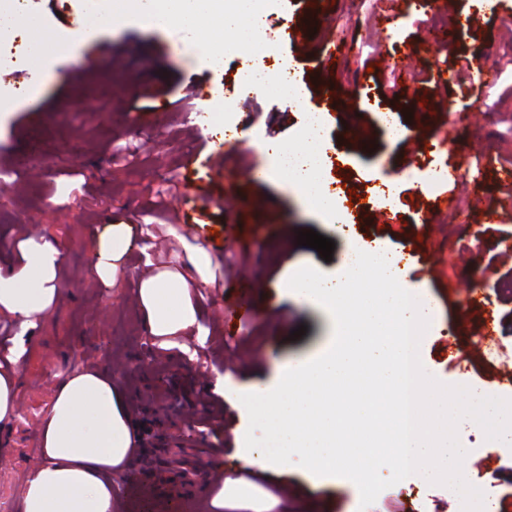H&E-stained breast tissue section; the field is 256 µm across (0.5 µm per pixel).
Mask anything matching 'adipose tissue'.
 Returning <instances> with one entry per match:
<instances>
[{"instance_id": "adipose-tissue-1", "label": "adipose tissue", "mask_w": 512, "mask_h": 512, "mask_svg": "<svg viewBox=\"0 0 512 512\" xmlns=\"http://www.w3.org/2000/svg\"><path fill=\"white\" fill-rule=\"evenodd\" d=\"M119 9L115 0H88L82 21L70 34L71 44L85 46L107 35ZM128 9L181 35H199L207 22L230 31L233 47L260 50L266 45L262 0H131ZM320 160L319 149L280 143L273 150L269 176L295 189L332 224L338 201L321 175ZM59 264L53 244L36 245L20 270L0 275V309L29 328L52 303ZM195 286L192 279L164 273L145 281L141 299L153 334L174 335L194 325V312L171 306L169 299L188 297ZM25 353V340L14 341L0 364V424L17 416L18 371ZM42 435V459L26 482L21 512H117L113 478L128 467L134 450L123 398L111 376L98 369L67 376L42 420Z\"/></svg>"}]
</instances>
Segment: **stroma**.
Here are the masks:
<instances>
[{
    "label": "stroma",
    "mask_w": 512,
    "mask_h": 512,
    "mask_svg": "<svg viewBox=\"0 0 512 512\" xmlns=\"http://www.w3.org/2000/svg\"><path fill=\"white\" fill-rule=\"evenodd\" d=\"M82 0H31L28 9L41 22L49 45L29 59L14 58L12 71L37 74L18 88L0 85V269L20 265L28 243L22 227L42 214L58 215L41 226V240L61 255L55 273L58 293L48 312L24 333L29 348L19 369L18 402L24 415L0 427V512H19L23 483L36 464L40 422L70 373L106 368L125 399V412L144 426L158 450L134 458L148 461L162 475L208 476L221 471L239 479L241 512H359L360 493L347 478L318 476L291 463L286 474L254 479L238 450L249 425L238 396L253 386L275 387L283 368L308 358L333 339V321L300 301L288 287L299 269L311 267L339 278L350 237L363 251L399 255L408 286L422 288L435 302L429 330L420 343L427 372L447 385L469 387L479 395L512 399V360L494 356L483 345L487 324H495L497 344L512 351V0L477 11L473 0H433L431 13H409L406 0H270L265 28L281 26L292 14L305 17L315 32L304 46L283 40L273 57L224 49L223 67L211 62V47L199 40H177L143 15L121 17L97 44L67 49V37L81 20ZM394 19L391 44L398 52L424 48L425 59L393 72L376 66L377 44L370 36L374 13ZM481 14L455 41L435 47L431 14ZM359 39L348 59L326 64L324 44ZM489 57L496 78L472 89L469 67L475 55ZM287 67L300 98L273 108L250 95L237 80L253 67ZM334 90L320 99L315 87ZM203 83L214 112L226 113L252 140L300 143L307 112H323V154L332 157L327 179L357 193L347 208L353 236L340 233L318 214L302 208L279 182L252 184L246 169L266 167L257 148L226 157L215 170L205 133L190 122L200 103L191 94ZM170 107L152 110L155 94ZM451 99L461 117L449 122L443 110ZM394 113L402 134L388 140L378 115ZM423 113L424 140L415 137L406 113ZM134 151L131 162L112 156ZM436 164L461 169L462 179L426 185ZM178 184L175 200L162 192ZM215 184L231 195L233 210L210 208L203 228L182 219V197L197 184ZM390 184L391 206L372 194ZM451 193L466 219L444 211L440 196ZM390 223H377L380 211ZM130 229L131 242L115 276L97 273L96 253L113 233ZM314 230L335 243L331 260L298 246L297 233ZM252 242L239 250L238 241ZM215 243L210 263L198 269L189 257L205 242ZM152 267H145L142 247ZM184 274L197 283L188 297L197 323L181 335L180 348L162 347L143 318L139 290L151 271ZM246 274L256 285L250 313L230 310L243 295L236 279ZM473 287L472 298L462 290ZM307 332L298 339L297 327ZM453 350H446V342ZM496 344V345H497ZM224 405L225 431L199 427L207 402ZM470 454L463 473L472 485L491 484L495 512H512V446L489 440L474 422L458 429ZM368 512H457L454 492L426 489L410 478L386 488Z\"/></svg>",
    "instance_id": "35a3bbf8"
}]
</instances>
